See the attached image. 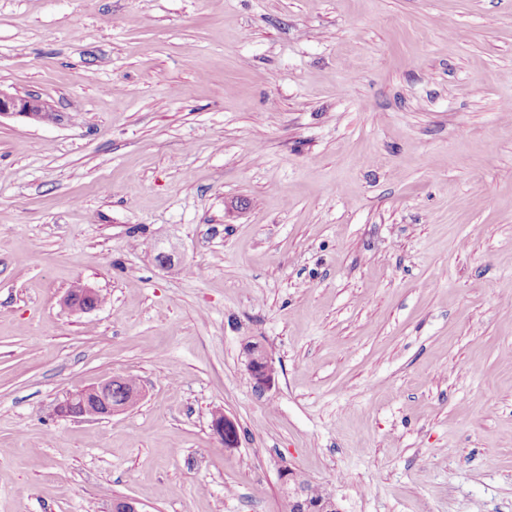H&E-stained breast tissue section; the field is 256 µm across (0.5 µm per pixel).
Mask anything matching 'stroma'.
I'll use <instances>...</instances> for the list:
<instances>
[{
  "label": "stroma",
  "mask_w": 512,
  "mask_h": 512,
  "mask_svg": "<svg viewBox=\"0 0 512 512\" xmlns=\"http://www.w3.org/2000/svg\"><path fill=\"white\" fill-rule=\"evenodd\" d=\"M0 89V512H512V0H0ZM2 118L44 123L53 121L55 113L36 95L9 94L0 89V122ZM99 292H97L94 288L89 287L88 285H84L82 288V292L79 296H75L67 292L64 297L63 303L64 305L74 311L87 312L97 309L100 304L97 302L96 298ZM246 370L256 389L264 394L276 383V369L265 348L258 342H249L243 348ZM121 380L122 377H113L98 385L70 393L59 405V413L72 417L102 418L134 405L141 397V388L137 385L126 394V383H136L132 379H125L112 387L113 382ZM211 427L220 442L224 444V448L239 447L240 433L238 425L222 409L214 411ZM282 490L288 499L289 511L292 512H338L333 496L323 492L320 499L307 497L308 482L299 473L286 466L281 470Z\"/></svg>",
  "instance_id": "stroma-1"
}]
</instances>
